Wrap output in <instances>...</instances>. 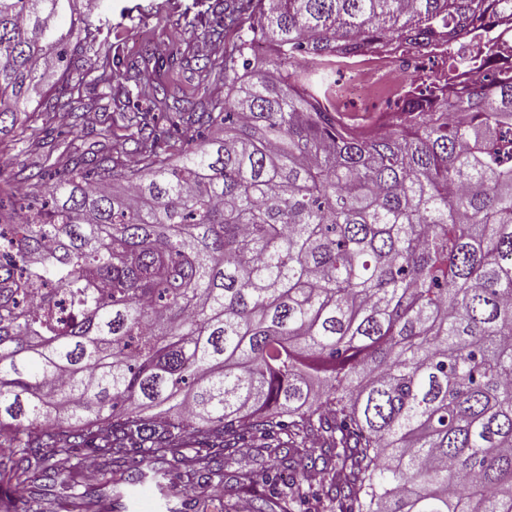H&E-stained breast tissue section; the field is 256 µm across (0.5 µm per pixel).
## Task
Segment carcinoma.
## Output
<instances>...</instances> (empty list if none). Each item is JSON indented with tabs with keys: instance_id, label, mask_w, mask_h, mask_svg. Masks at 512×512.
Instances as JSON below:
<instances>
[{
	"instance_id": "1",
	"label": "carcinoma",
	"mask_w": 512,
	"mask_h": 512,
	"mask_svg": "<svg viewBox=\"0 0 512 512\" xmlns=\"http://www.w3.org/2000/svg\"><path fill=\"white\" fill-rule=\"evenodd\" d=\"M248 25L195 106L120 113L136 132L59 150L58 178L0 210V512H83L79 457L119 497L224 483L246 448L288 474L252 512H512V0H239ZM74 0H0V133L57 78L83 118L79 66L101 29ZM472 70L387 108L382 136L339 120L336 53L391 42Z\"/></svg>"
}]
</instances>
